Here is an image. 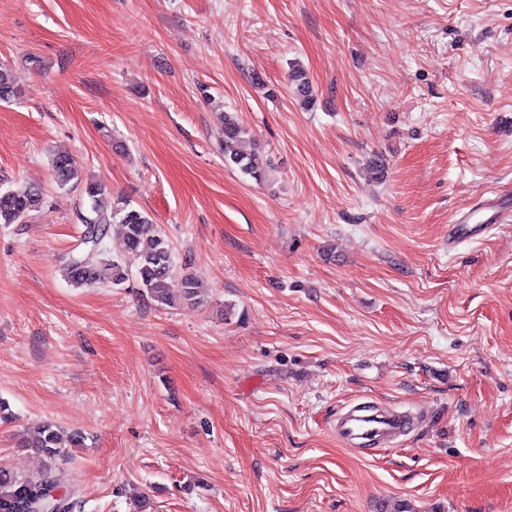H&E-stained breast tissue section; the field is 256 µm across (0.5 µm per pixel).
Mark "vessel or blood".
Wrapping results in <instances>:
<instances>
[{
    "label": "vessel or blood",
    "instance_id": "b4317fda",
    "mask_svg": "<svg viewBox=\"0 0 512 512\" xmlns=\"http://www.w3.org/2000/svg\"><path fill=\"white\" fill-rule=\"evenodd\" d=\"M419 425L409 413L350 405L341 408L336 418V434L345 445L355 447L394 441Z\"/></svg>",
    "mask_w": 512,
    "mask_h": 512
}]
</instances>
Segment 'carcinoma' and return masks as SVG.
I'll use <instances>...</instances> for the list:
<instances>
[{"mask_svg": "<svg viewBox=\"0 0 512 512\" xmlns=\"http://www.w3.org/2000/svg\"><path fill=\"white\" fill-rule=\"evenodd\" d=\"M288 82L296 99L305 107L315 104L316 94L306 70L291 64ZM19 90L8 66L0 65V102L9 103L18 97ZM246 128L238 118L224 113V161L257 182L266 179L271 160L259 153L241 149ZM55 182L60 188L80 182L76 160L68 154H58L51 161ZM102 185L90 181L84 194L91 200L92 215L82 217L83 244L86 249L71 254L62 267V276L73 288H89L100 284H123L134 275L139 287L160 306H172L178 300L195 301L199 296L198 281L187 274L180 294L170 288L173 274L172 253L168 239L149 230L151 219L139 209L124 204L107 212L97 207ZM44 208V194L35 184L0 191V224H24ZM119 225L118 255L111 256L104 246L108 226ZM84 443L79 432H65L46 424L34 428L21 442L40 458L37 470L21 474L0 465V512H81L82 500L75 490L60 491L64 486V471L58 461L67 447Z\"/></svg>", "mask_w": 512, "mask_h": 512, "instance_id": "carcinoma-1", "label": "carcinoma"}]
</instances>
